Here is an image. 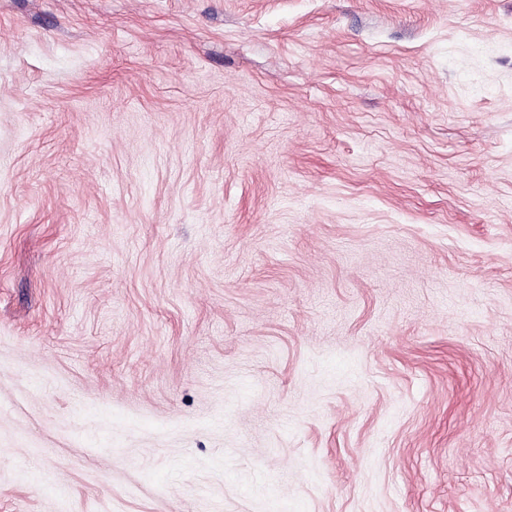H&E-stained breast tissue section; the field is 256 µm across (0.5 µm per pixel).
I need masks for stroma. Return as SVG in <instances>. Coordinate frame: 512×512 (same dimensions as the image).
I'll return each mask as SVG.
<instances>
[{
	"label": "stroma",
	"instance_id": "35a3bbf8",
	"mask_svg": "<svg viewBox=\"0 0 512 512\" xmlns=\"http://www.w3.org/2000/svg\"><path fill=\"white\" fill-rule=\"evenodd\" d=\"M0 512H512V0H0Z\"/></svg>",
	"mask_w": 512,
	"mask_h": 512
}]
</instances>
